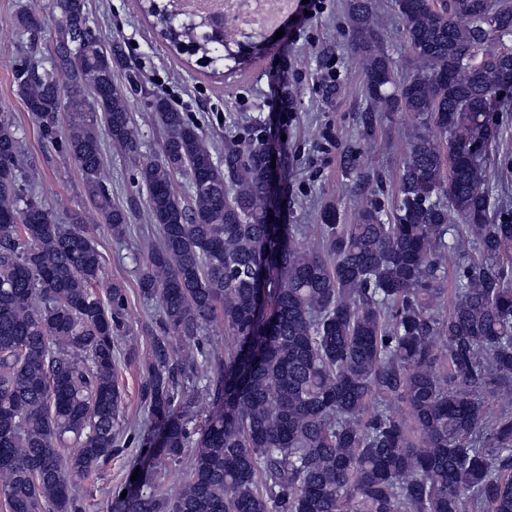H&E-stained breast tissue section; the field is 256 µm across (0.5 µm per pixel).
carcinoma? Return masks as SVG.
I'll return each mask as SVG.
<instances>
[{
    "label": "carcinoma",
    "mask_w": 512,
    "mask_h": 512,
    "mask_svg": "<svg viewBox=\"0 0 512 512\" xmlns=\"http://www.w3.org/2000/svg\"><path fill=\"white\" fill-rule=\"evenodd\" d=\"M158 39L222 75L249 41L202 15L171 21L176 0H138ZM417 62L395 85L373 0H349L366 90L369 141L382 112L423 128L397 176L353 224L336 207L317 225L288 224L260 137L214 155L199 126L163 96L159 156L139 184L159 241L139 268L161 335L142 364L157 426L152 458L125 486L124 512H512V213L488 161L504 133L500 90L512 49V0H395ZM64 18L51 68L16 70L17 93L42 137L79 170L92 216L61 224L27 189L15 118L0 111V499L7 512H85L80 481L112 458L133 426L115 381L117 341L133 339L120 283L106 285L94 232L128 231L112 203L103 144L140 156L121 45L90 25L86 0H52ZM37 9L16 15L22 32ZM68 127L60 130L61 113ZM188 190L180 192L176 178ZM475 257L448 275V237ZM449 307L448 315L440 311ZM217 316L231 346L205 350ZM208 410L192 426L193 398ZM498 415L490 419V397ZM169 493L155 480L182 459Z\"/></svg>",
    "instance_id": "1"
}]
</instances>
